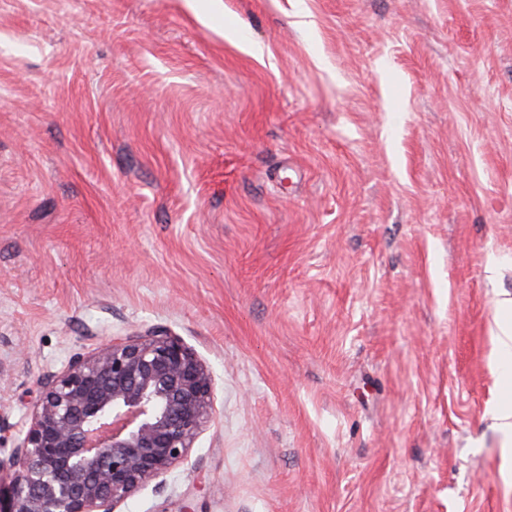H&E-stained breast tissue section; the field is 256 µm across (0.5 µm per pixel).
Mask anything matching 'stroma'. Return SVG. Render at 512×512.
<instances>
[{"label": "stroma", "instance_id": "stroma-1", "mask_svg": "<svg viewBox=\"0 0 512 512\" xmlns=\"http://www.w3.org/2000/svg\"><path fill=\"white\" fill-rule=\"evenodd\" d=\"M512 0H0V458L164 326L212 421L124 512H512Z\"/></svg>", "mask_w": 512, "mask_h": 512}]
</instances>
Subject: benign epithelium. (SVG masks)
I'll return each mask as SVG.
<instances>
[{"label":"benign epithelium","instance_id":"obj_1","mask_svg":"<svg viewBox=\"0 0 512 512\" xmlns=\"http://www.w3.org/2000/svg\"><path fill=\"white\" fill-rule=\"evenodd\" d=\"M0 512H120L183 463L214 413L213 375L164 327L111 337L41 375Z\"/></svg>","mask_w":512,"mask_h":512}]
</instances>
